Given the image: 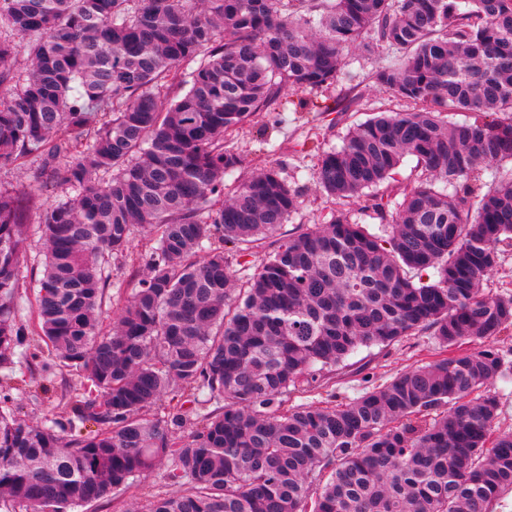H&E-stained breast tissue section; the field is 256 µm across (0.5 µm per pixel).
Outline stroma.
<instances>
[{"label": "stroma", "instance_id": "stroma-1", "mask_svg": "<svg viewBox=\"0 0 512 512\" xmlns=\"http://www.w3.org/2000/svg\"><path fill=\"white\" fill-rule=\"evenodd\" d=\"M378 55L354 52L350 69L353 83H339L328 89H295L276 100L271 112L258 121L236 129L224 139L225 145L241 154L248 168L267 164L278 165L292 189L298 195V207L274 237L250 243L247 250L227 246L229 266L237 281L243 282L283 240L317 224L327 223L332 214L345 211L364 224L370 232L383 233L392 221L368 207L367 198L342 201L328 196L316 182L318 157L307 148L309 142L321 143L323 148H340L348 130L372 117L373 113L398 110L404 103L377 85L373 73L379 64ZM360 95L358 106L342 111V100L349 92ZM40 165L38 157H29L25 164L0 167V188L18 193L27 202L26 240L20 257L17 310L22 321H30L36 305L35 284L42 276L44 249L39 224L43 212L51 205L66 199L70 189L62 185L46 188L35 179ZM153 241L141 231L132 234V247L124 256L105 264L107 279L106 314H113L124 297L136 287L144 273L143 257ZM443 348L430 332L402 338L390 346L376 345L360 348L344 362L321 374L318 386L297 387L288 396L292 405L319 403L337 405L358 397L365 389L383 384L396 374L424 365L438 358ZM160 473H153L125 492L110 496L107 503L86 505L75 512H137L148 492H167Z\"/></svg>", "mask_w": 512, "mask_h": 512}]
</instances>
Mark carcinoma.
I'll return each mask as SVG.
<instances>
[{"label": "carcinoma", "instance_id": "cac0c4a2", "mask_svg": "<svg viewBox=\"0 0 512 512\" xmlns=\"http://www.w3.org/2000/svg\"><path fill=\"white\" fill-rule=\"evenodd\" d=\"M0 25L23 41L0 40V85L30 66L0 101V165L39 154L36 178L75 191L42 217L33 332L16 307L26 208L0 191V371L80 379L40 423L0 387V512H70L161 466L176 491L141 512H496L512 433L493 435L486 387L512 368V294L483 283L512 243V0H0ZM351 48L390 53L375 81L412 108L322 151L319 187L359 199L407 156L426 178L388 236L339 213L239 286L224 247L276 233L298 195L266 165L224 198L245 167L224 134L290 87L350 80ZM136 225L155 246L107 330L102 264ZM427 330L448 356L347 403L287 404Z\"/></svg>", "mask_w": 512, "mask_h": 512}]
</instances>
